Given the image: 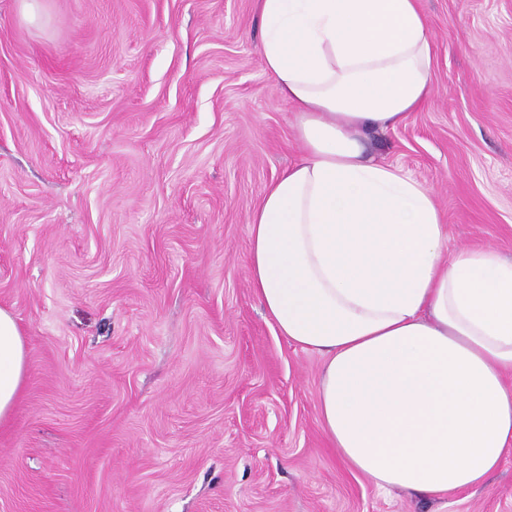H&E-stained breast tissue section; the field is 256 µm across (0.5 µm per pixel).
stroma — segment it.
Returning <instances> with one entry per match:
<instances>
[{
	"label": "stroma",
	"instance_id": "35a3bbf8",
	"mask_svg": "<svg viewBox=\"0 0 512 512\" xmlns=\"http://www.w3.org/2000/svg\"><path fill=\"white\" fill-rule=\"evenodd\" d=\"M435 90L379 162L512 260V0H421ZM257 0H0V308L26 373L0 512H512V457L439 502L383 492L319 422L322 357L246 279L300 156Z\"/></svg>",
	"mask_w": 512,
	"mask_h": 512
}]
</instances>
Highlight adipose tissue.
I'll return each mask as SVG.
<instances>
[{
  "label": "adipose tissue",
  "mask_w": 512,
  "mask_h": 512,
  "mask_svg": "<svg viewBox=\"0 0 512 512\" xmlns=\"http://www.w3.org/2000/svg\"><path fill=\"white\" fill-rule=\"evenodd\" d=\"M261 63L301 159L248 219L247 279L276 332L319 353L323 431L377 488L438 499L512 455V261L443 252L433 190L366 155L434 90L418 0H259ZM26 367L0 308V420Z\"/></svg>",
  "instance_id": "obj_1"
}]
</instances>
